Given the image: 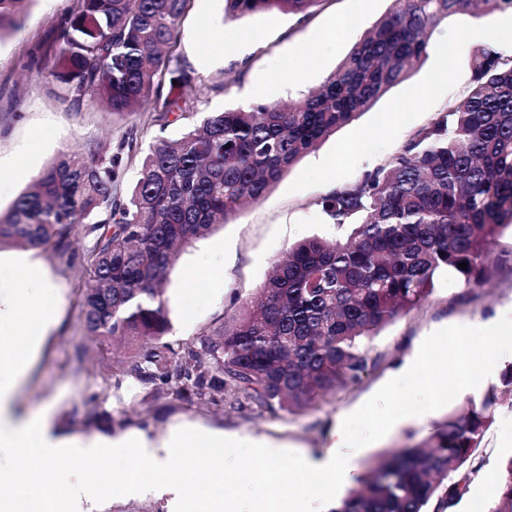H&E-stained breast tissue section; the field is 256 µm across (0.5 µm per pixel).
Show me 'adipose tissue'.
<instances>
[{
  "instance_id": "adipose-tissue-1",
  "label": "adipose tissue",
  "mask_w": 512,
  "mask_h": 512,
  "mask_svg": "<svg viewBox=\"0 0 512 512\" xmlns=\"http://www.w3.org/2000/svg\"><path fill=\"white\" fill-rule=\"evenodd\" d=\"M12 272L7 296H0V512H17L18 501L8 496V489H26L37 475L52 473L60 460L85 461L91 464L125 462L129 469L140 463L151 465L156 473V489L169 495L172 506H179L187 488L169 480V457L159 454L147 435L132 432L112 438L92 440L58 432L43 416H21L15 409V389L32 349L51 328L53 310L40 303L39 297L52 290L47 275L28 259H7L0 263ZM350 442L348 424H338L331 434L328 450L318 458L306 460L305 473L313 474L316 491L304 498L295 491L268 498L262 512H328L335 503V486L350 484L354 470L346 461L344 450ZM172 448L208 449V465L216 475H224L238 448H253L251 458L242 460L245 468L257 461L280 457L279 447L239 437H213L187 430L175 431L169 441Z\"/></svg>"
}]
</instances>
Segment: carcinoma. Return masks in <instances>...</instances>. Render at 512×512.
Listing matches in <instances>:
<instances>
[{
    "label": "carcinoma",
    "instance_id": "cac0c4a2",
    "mask_svg": "<svg viewBox=\"0 0 512 512\" xmlns=\"http://www.w3.org/2000/svg\"><path fill=\"white\" fill-rule=\"evenodd\" d=\"M482 5L512 0H395L316 91L299 102L198 112L193 78L175 54L189 0H78L58 34L49 77L76 108L103 99L111 112L151 102L160 127L123 196L121 157L62 152L0 214V244L50 247L88 272L81 323L102 347H130L115 382L215 406L297 414L358 383L370 343L419 309L444 276L483 286L491 242L512 231V56L474 50L465 97L435 113L386 164L317 201L333 242L303 240L281 256L255 295L194 345L166 340L162 284L183 249L235 219L318 143L351 124L427 55L433 31ZM31 0H0V33L23 28ZM321 0H225L234 17L278 10L305 19ZM90 246L71 249L74 226ZM467 263L460 269L458 264ZM497 387L468 397L422 441L382 455L330 512H449L484 467L480 447ZM486 512H512V457Z\"/></svg>",
    "mask_w": 512,
    "mask_h": 512
}]
</instances>
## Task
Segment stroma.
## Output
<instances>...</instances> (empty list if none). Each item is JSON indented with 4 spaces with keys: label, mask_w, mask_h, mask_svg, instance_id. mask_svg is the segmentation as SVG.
Returning <instances> with one entry per match:
<instances>
[{
    "label": "stroma",
    "mask_w": 512,
    "mask_h": 512,
    "mask_svg": "<svg viewBox=\"0 0 512 512\" xmlns=\"http://www.w3.org/2000/svg\"><path fill=\"white\" fill-rule=\"evenodd\" d=\"M75 0H34L24 27L0 42V212H8L48 162L60 152L90 158L101 149L121 157V189H128L139 171L142 151L156 138L179 137L184 121L161 127L151 121L150 105L115 114L99 106L74 108L51 91L44 75L54 62L48 48L57 27ZM394 0H322L308 20L280 11L241 19L225 16L223 0H190L178 29L176 52L205 93L200 111L217 112L261 102L299 100L323 85L363 37L387 14ZM343 20L335 43L322 49L319 65L292 68L288 60L307 45L312 32ZM472 13H460L433 33L424 63L407 80L391 88L372 109L305 155L259 203L244 209L231 223L188 246L170 269L164 299L171 321L170 339L196 342L217 330L249 299L271 271L273 262L297 241L311 236H339L322 218L317 202L329 184H344L387 163L435 112L461 99L471 81L475 47L488 44L512 53V12L493 19L491 38L472 35ZM240 34L244 61L229 59L210 33ZM491 276L483 289L461 288L451 276L441 279L421 308L383 329L374 339L378 364L353 386L325 396L313 408L296 415L273 414L252 406L230 409L205 401L162 394L145 398L143 387L124 379L115 390L102 381L119 374L124 352L99 350L89 344L82 365L72 360L75 344L85 334L80 324L81 267L48 247L4 244L0 256L29 255L38 260L55 287L50 302L59 321L45 337L30 370L19 378L16 401L21 414H43L61 432L84 439L113 437L140 430L154 442H164L177 426L198 428L289 445L276 473L259 479L240 471L224 484L226 498L259 512L262 500L287 491L299 479L296 460L317 457L338 418H346L353 441L351 459L365 473L379 455L420 441L434 422L464 397L460 379L472 358L489 356L484 324L512 309V233L504 232L489 247ZM194 270L212 280L208 294L189 295L185 274ZM448 338V392L437 396L428 388L404 381L390 394L392 369L427 351L436 357V337ZM401 416L402 421L379 439H371L366 423L369 407ZM480 451L485 459L454 512H484L497 495L500 460L512 454V394L500 391L493 421ZM91 512H171L166 498L147 491L129 492L113 486L103 494L91 485Z\"/></svg>",
    "instance_id": "stroma-1"
}]
</instances>
